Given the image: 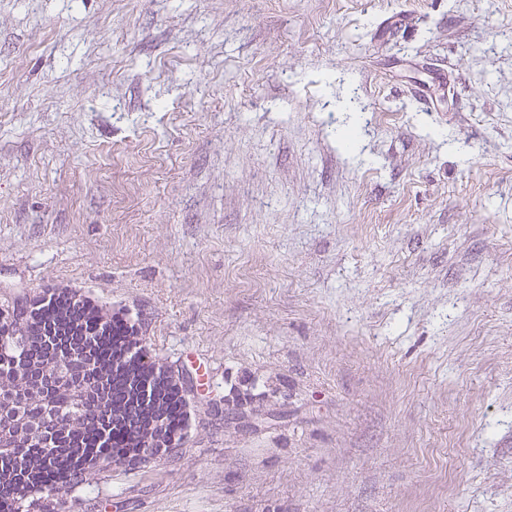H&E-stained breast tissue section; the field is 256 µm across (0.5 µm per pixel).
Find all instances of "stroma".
Listing matches in <instances>:
<instances>
[{
    "label": "stroma",
    "mask_w": 512,
    "mask_h": 512,
    "mask_svg": "<svg viewBox=\"0 0 512 512\" xmlns=\"http://www.w3.org/2000/svg\"><path fill=\"white\" fill-rule=\"evenodd\" d=\"M59 284L191 415L53 512H512V0H0V302Z\"/></svg>",
    "instance_id": "stroma-1"
}]
</instances>
